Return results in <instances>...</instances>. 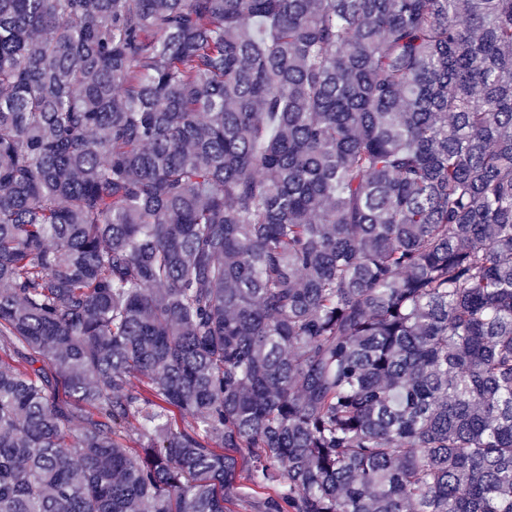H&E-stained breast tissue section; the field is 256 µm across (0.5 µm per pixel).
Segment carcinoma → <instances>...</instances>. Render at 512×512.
I'll return each mask as SVG.
<instances>
[{
  "instance_id": "cac0c4a2",
  "label": "carcinoma",
  "mask_w": 512,
  "mask_h": 512,
  "mask_svg": "<svg viewBox=\"0 0 512 512\" xmlns=\"http://www.w3.org/2000/svg\"><path fill=\"white\" fill-rule=\"evenodd\" d=\"M241 501L512 512V0H0V512Z\"/></svg>"
}]
</instances>
